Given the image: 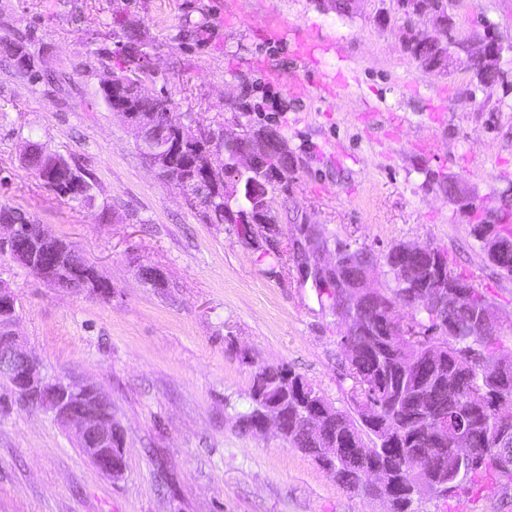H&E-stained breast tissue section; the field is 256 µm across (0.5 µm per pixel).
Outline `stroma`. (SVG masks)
<instances>
[{
    "mask_svg": "<svg viewBox=\"0 0 512 512\" xmlns=\"http://www.w3.org/2000/svg\"><path fill=\"white\" fill-rule=\"evenodd\" d=\"M448 15L452 64L437 73L407 52L399 0H354L345 13L332 0H0V208L75 245L112 293L54 288L6 258L0 281L45 371L111 398L126 463L122 477L105 475L51 413L0 380V512H385L340 489L275 425L241 428L262 364L287 365L352 412L344 325L297 272L270 273L234 225L210 223L147 167L102 87L141 55L155 68L149 94L193 114L216 144L276 131L295 163L272 194L281 227L318 224L377 254L396 243L447 250L452 268L483 284L506 338L512 277L471 229L512 225V53L484 90L471 63L483 39L512 43V0H457ZM270 19L304 28L318 66L304 67L292 40L266 39ZM322 72L345 80L339 97L293 90ZM31 141L89 173L91 199L44 185L24 161ZM425 141L439 157L420 151ZM443 180L463 184L472 207L441 192ZM143 266L160 280H144ZM418 509L512 512V482L427 495Z\"/></svg>",
    "mask_w": 512,
    "mask_h": 512,
    "instance_id": "obj_1",
    "label": "stroma"
}]
</instances>
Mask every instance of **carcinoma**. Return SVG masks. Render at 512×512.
Instances as JSON below:
<instances>
[{"mask_svg":"<svg viewBox=\"0 0 512 512\" xmlns=\"http://www.w3.org/2000/svg\"><path fill=\"white\" fill-rule=\"evenodd\" d=\"M409 54L420 63L435 62L433 48L426 42L408 47ZM136 107L155 114L158 122L170 112L166 101L152 97L134 98ZM27 165L36 171L45 185L60 194H65V183H52L45 179L49 170L67 163L56 151L38 142L26 152ZM288 159L274 153L269 156L258 176L251 178L254 193L269 191L274 182L288 178ZM164 177L173 185L190 187L188 197L198 201L213 224L237 225L238 237L247 245L260 244V225L239 211L225 214L224 204L208 200L209 188L193 182V175L186 158L175 155ZM38 225L27 224L24 245L28 246L29 259L23 268L38 277L41 243L36 235ZM475 240L490 263H495L488 244L498 245L504 241L512 246V229L501 224H475L472 227ZM307 247L300 251L277 253L269 257L270 270L295 269L302 273L314 264L315 245L310 236H305ZM59 252L55 279L51 286L64 290L97 294L105 286L96 266L84 257L73 244L58 240ZM384 264L407 266L413 270H425L428 281L435 287H448V283L462 284L471 290L472 305L466 308L444 310L429 316L417 315L430 341L438 340L436 330L450 323L460 333L455 349L448 352L442 362H431L415 358L412 349L415 343L395 335V325L403 320L399 313L402 305L397 296L403 288L399 280L391 279L379 287L385 294V305L372 306L367 310L366 322L351 325L344 331L342 339L350 345L355 357L345 366L346 378L352 382L351 396H357L372 404L373 419L364 421L338 409L325 424V429L315 431L305 424V417L313 412L316 402L323 396L312 384L292 372L285 365H259L254 371L249 388V409L239 414L244 430H249L260 406L277 404L282 408V438L304 454L316 458L315 449L322 446L325 438L336 441L335 447L345 448L353 438L374 441L383 439L386 458L394 461L408 456L420 448H434L436 452L424 460L429 473H448V484L454 492L464 493L473 485L476 477L487 470L512 479V469L500 466L501 454L512 457V347L502 343L501 332L486 337H471L465 334L467 323L483 314L491 306L485 292L475 277L449 267L448 256L437 247L417 254L401 253L391 246L383 254ZM341 272L335 268L317 281L315 291L321 304L335 311L339 304L338 284ZM499 360L507 364L506 378L497 381L486 373ZM448 415V425L459 424L467 429L474 448H489L491 452L472 463L462 474L456 473V457L448 443V435L436 427L437 418ZM397 426L399 432L389 434L387 428ZM371 465V460L359 459L327 471L336 484L347 491H362L376 495L371 487L361 486V477ZM404 475L392 469L387 473V485L401 493L392 512H408L407 497L402 495Z\"/></svg>","mask_w":512,"mask_h":512,"instance_id":"cac0c4a2","label":"carcinoma"}]
</instances>
